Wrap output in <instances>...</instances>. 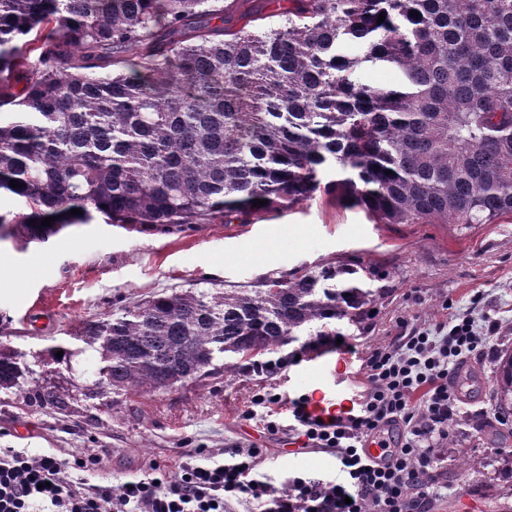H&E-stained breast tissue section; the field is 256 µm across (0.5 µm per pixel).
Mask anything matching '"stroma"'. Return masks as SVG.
<instances>
[{"label":"stroma","mask_w":512,"mask_h":512,"mask_svg":"<svg viewBox=\"0 0 512 512\" xmlns=\"http://www.w3.org/2000/svg\"><path fill=\"white\" fill-rule=\"evenodd\" d=\"M356 269L360 287H386L364 322L336 319L312 325L295 341L264 352L286 358L275 380L254 371L253 358L229 357L216 375L177 389L139 396L116 394L111 406L61 413L25 405L0 393V448H57L78 454L108 448L98 469L84 472L88 485L119 486L141 475L150 462L175 464L191 448L217 450L225 443L266 448L261 470L275 483L303 473L335 477L327 453H295L262 424L243 421L252 395L266 385L301 391L312 360L303 348L319 333L342 336L363 358L387 345L401 319L429 326L449 310L475 321L497 318L498 349H512V217L459 234L451 224H376L365 211L336 203L327 194L248 224H195L163 230L109 224L94 215L46 243L0 241V347L32 355L61 344L79 348L73 335L83 322L107 316L157 290L248 288L269 276L292 277L325 264ZM496 358L466 365L463 411L452 444L439 449L448 494L435 512H512V472L489 476L495 454L512 451V420L500 422L493 405Z\"/></svg>","instance_id":"stroma-1"}]
</instances>
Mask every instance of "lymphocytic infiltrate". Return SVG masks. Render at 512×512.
<instances>
[{
    "mask_svg": "<svg viewBox=\"0 0 512 512\" xmlns=\"http://www.w3.org/2000/svg\"><path fill=\"white\" fill-rule=\"evenodd\" d=\"M498 331V320L479 325L467 313L423 328L401 321L398 336L365 358L366 385L351 412L329 420L309 413V392L288 397L269 387L253 395L243 420L267 407L268 432L287 434L298 452L334 455L342 481L297 473L275 485L258 469L262 449L237 444L221 459L193 448L118 488L89 487L71 470L98 468L110 449L67 459L0 448V512H225L232 501L262 512H432L448 488L435 450L458 411L452 378L471 357L494 354ZM370 438L384 450L380 460L364 453Z\"/></svg>",
    "mask_w": 512,
    "mask_h": 512,
    "instance_id": "1",
    "label": "lymphocytic infiltrate"
}]
</instances>
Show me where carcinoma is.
Returning <instances> with one entry per match:
<instances>
[{"mask_svg": "<svg viewBox=\"0 0 512 512\" xmlns=\"http://www.w3.org/2000/svg\"><path fill=\"white\" fill-rule=\"evenodd\" d=\"M239 2L0 0V107H19L0 120V192L27 209L0 214V239L43 242L93 211L110 224H245L321 193L376 224L461 234L512 215V0ZM365 62L404 81L361 84ZM354 274L329 264L253 288L154 292L79 328L100 359L81 383L0 347V392L89 411L160 392L203 355L210 376L227 351L363 322L386 289ZM493 398L512 415L511 349Z\"/></svg>", "mask_w": 512, "mask_h": 512, "instance_id": "cac0c4a2", "label": "carcinoma"}]
</instances>
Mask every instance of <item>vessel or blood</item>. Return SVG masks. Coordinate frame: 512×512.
Wrapping results in <instances>:
<instances>
[{"label": "vessel or blood", "instance_id": "b4317fda", "mask_svg": "<svg viewBox=\"0 0 512 512\" xmlns=\"http://www.w3.org/2000/svg\"><path fill=\"white\" fill-rule=\"evenodd\" d=\"M316 394L310 407L312 415L322 418L348 412L356 399L357 388L364 381L355 359L337 354L334 364L322 367L314 375Z\"/></svg>", "mask_w": 512, "mask_h": 512}]
</instances>
